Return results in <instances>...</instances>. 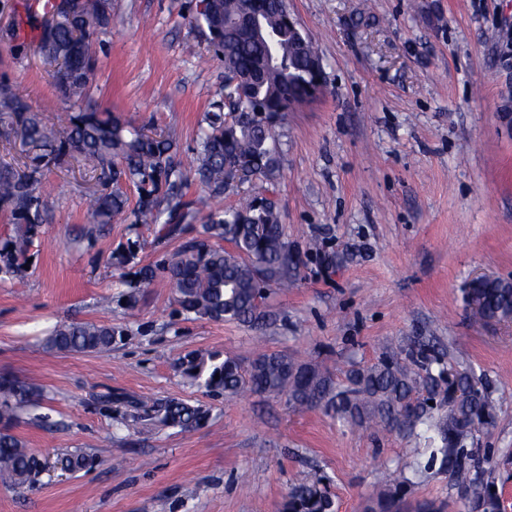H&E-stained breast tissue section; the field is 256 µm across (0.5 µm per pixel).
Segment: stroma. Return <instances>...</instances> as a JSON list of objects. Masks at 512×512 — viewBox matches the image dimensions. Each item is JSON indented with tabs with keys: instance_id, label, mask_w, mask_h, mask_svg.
<instances>
[{
	"instance_id": "stroma-1",
	"label": "stroma",
	"mask_w": 512,
	"mask_h": 512,
	"mask_svg": "<svg viewBox=\"0 0 512 512\" xmlns=\"http://www.w3.org/2000/svg\"><path fill=\"white\" fill-rule=\"evenodd\" d=\"M196 5L112 0L85 94L169 136L188 161L224 98V64L191 21ZM288 10L318 45L326 92L277 125L275 181L235 183L215 205L272 200L303 261L298 286L271 290L276 321L260 341L246 325L186 318L164 273L142 285L137 274L196 225L121 219L81 238L93 168L52 170L31 263L21 278L0 277V375L41 395L12 428L26 447L52 461L79 449L94 463L51 470L32 490L0 479V512H282L294 487L318 479L335 512H363L415 438L354 431L282 397L212 396L178 362L218 353L246 365L275 351L340 378L417 336L435 337L445 365L484 379L497 401L474 445L493 449L501 512H512V324L480 317L465 291L481 275L512 282V0H288ZM43 21L24 0H0V76L32 107L52 99L67 112L37 48ZM16 26L30 36L13 39ZM130 249L134 259L117 263ZM84 321L125 339L107 354L45 351L55 326ZM166 400L210 417L185 430L131 424L135 403ZM424 499L468 512L435 469L415 476L405 512Z\"/></svg>"
}]
</instances>
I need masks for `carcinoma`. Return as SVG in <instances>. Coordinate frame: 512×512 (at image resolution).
Wrapping results in <instances>:
<instances>
[{
  "label": "carcinoma",
  "mask_w": 512,
  "mask_h": 512,
  "mask_svg": "<svg viewBox=\"0 0 512 512\" xmlns=\"http://www.w3.org/2000/svg\"><path fill=\"white\" fill-rule=\"evenodd\" d=\"M67 0H59L53 18L46 23L38 49L53 67L56 84L71 96L81 97L96 82L93 36L106 30L112 16V0H82L68 16ZM246 0H206L196 9L197 26L224 62V70L237 79L230 92L231 119L224 104H214L207 127L200 129L195 149L194 174L204 193L188 199L184 187L188 169L177 158L172 140L148 134L111 112L91 105L45 120L6 82H0V138L21 137L25 154L23 170L0 163V210L9 213L13 235L0 247V274L16 276L26 263L37 229L44 223L39 192L46 174L68 159L80 156L93 164L101 191L94 199L83 230L92 236L125 213L136 224H181L203 219L198 235L185 242L164 262L182 312L195 318L236 322L248 326L267 323L265 301L270 286L296 284L300 261L293 250L274 203L255 198L227 210L214 208L211 200L224 196L230 178L243 176L274 180L279 157L273 145V129L288 111V88L305 93L309 73L305 59L295 55L294 37L288 33L285 0H261L258 30L232 28L228 20L238 16ZM277 34L280 63L268 64V46L257 32ZM134 186L137 200L129 206L126 187ZM484 309L499 317L512 315V285L500 281L481 292ZM124 336L110 324L81 322L61 325L46 337L48 352L102 353ZM182 374L211 395L237 396L247 392L287 398L293 410L323 407L351 427H381L406 432L423 442L421 454L430 466L449 474L470 512H500L494 472L488 454L466 446L468 440L494 420L495 406L481 379L467 372L448 373L433 346L417 340L388 348L376 362L354 366L337 382L318 367L299 362L284 353H265L248 367L218 354L195 353L180 361ZM428 397L412 398L419 384ZM38 393L9 376H0V476L18 488L41 482L46 463L11 433L17 418L37 406ZM208 410L201 405L168 400L141 406L132 415L136 425L144 420L183 429L201 425ZM72 472L87 468L92 458L76 450L62 458ZM415 459L396 468L390 487L368 499L365 512H402V495L414 482ZM333 501L322 482L294 488L284 512H331Z\"/></svg>",
  "instance_id": "obj_1"
}]
</instances>
